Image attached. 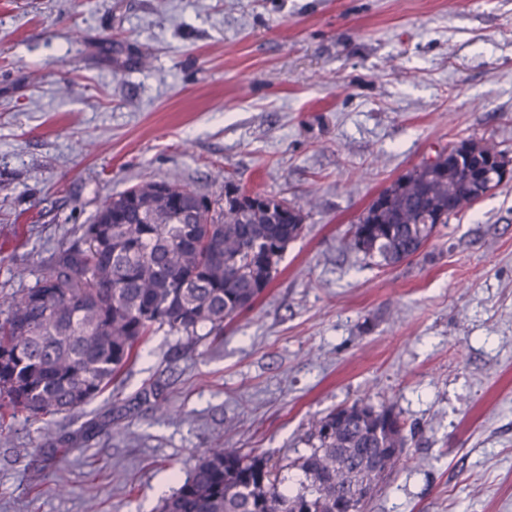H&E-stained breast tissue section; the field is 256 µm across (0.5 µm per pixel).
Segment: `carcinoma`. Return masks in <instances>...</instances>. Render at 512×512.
Instances as JSON below:
<instances>
[{"label": "carcinoma", "instance_id": "1", "mask_svg": "<svg viewBox=\"0 0 512 512\" xmlns=\"http://www.w3.org/2000/svg\"><path fill=\"white\" fill-rule=\"evenodd\" d=\"M512 161L472 139L396 179L348 230V246L377 266L416 254L489 194L482 170ZM286 197L247 194L224 179V203L173 173L108 198L81 236L59 252L35 287L0 307V412H73L95 399L164 327L219 336L224 322L269 287L288 244L304 229ZM308 451L277 467L262 455L208 448L160 512H336L407 447L391 408L340 406L317 419ZM299 471L298 487L283 470Z\"/></svg>", "mask_w": 512, "mask_h": 512}]
</instances>
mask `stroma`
Returning <instances> with one entry per match:
<instances>
[{"label":"stroma","mask_w":512,"mask_h":512,"mask_svg":"<svg viewBox=\"0 0 512 512\" xmlns=\"http://www.w3.org/2000/svg\"><path fill=\"white\" fill-rule=\"evenodd\" d=\"M469 138L512 159V0H0V296L175 170L305 215L220 341L158 330L83 409L0 420V512H159L204 449L291 456L361 401L408 437L364 512H512V179L398 264L343 241Z\"/></svg>","instance_id":"stroma-1"}]
</instances>
